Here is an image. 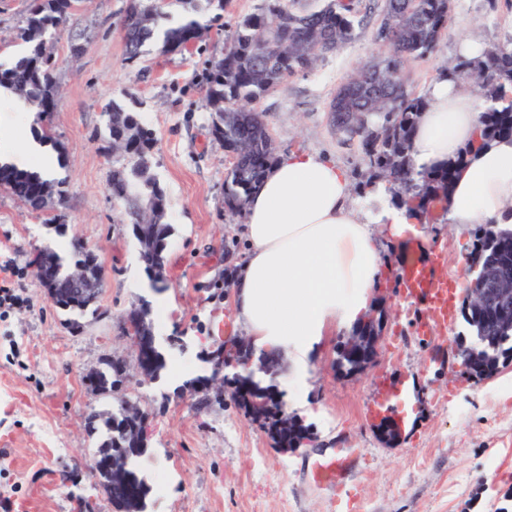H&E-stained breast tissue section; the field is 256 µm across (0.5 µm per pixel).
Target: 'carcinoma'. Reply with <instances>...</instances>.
I'll return each mask as SVG.
<instances>
[{
	"label": "carcinoma",
	"mask_w": 512,
	"mask_h": 512,
	"mask_svg": "<svg viewBox=\"0 0 512 512\" xmlns=\"http://www.w3.org/2000/svg\"><path fill=\"white\" fill-rule=\"evenodd\" d=\"M195 0H128L121 18L130 60L141 56V47L151 39L162 41V49L178 52L195 42L201 30L221 21L224 0H207L218 12L207 19L188 15L175 26H160L171 17V8H195ZM78 0H31L16 39L25 44V53L11 64H0V90L23 100L42 117L54 111L56 95L55 35L72 19ZM451 0H385L374 40L387 48V54L360 67L336 90L329 105L336 134L351 141L358 138L365 149L368 177L356 186L364 194L374 184L389 185L392 204L418 215L427 214L448 201V188L459 164L471 153L465 147L455 160L438 170L418 171L411 157V140L421 112L429 105L426 96L405 84L397 91L374 99L358 92V83L370 74L404 72L406 62L432 52L448 26ZM363 24L357 0H264L259 12L240 18L228 32L224 55L212 61L206 75V101L213 138L224 144V151L240 155L237 166L224 181V209L232 216L243 213L251 191L276 159V147L268 137L264 111L259 101L290 76L315 69L318 62L355 38ZM442 77L451 82L470 80L481 93L486 106L478 146L500 138H512V49L495 47L484 52L475 66L461 61L450 64ZM110 138L128 130L136 133L122 152L126 165L112 174V198L122 202L135 236L154 242L156 251L139 254L145 271L164 260L172 227L164 189L150 174L155 137L137 112L117 102L105 108ZM0 184L34 210L55 201L54 220L65 223V191L62 181L50 180L37 171L0 164ZM494 236L499 249L480 257L478 265L492 260L512 278V230L497 224H484L475 239ZM53 274L64 278L69 268L87 261L89 252L73 247L71 254H55ZM471 344L483 356L478 378H490L512 361V331L500 338L489 335L481 321L464 317ZM123 369L111 365L97 374L105 389L121 381ZM284 412L282 400L265 408L264 427L272 431ZM123 407L89 415V426H103L104 438L94 456V468L102 469L112 455L126 454L133 480L114 486L108 493L113 512H146L151 487L137 468V461L148 448L136 443L121 430Z\"/></svg>",
	"instance_id": "cac0c4a2"
}]
</instances>
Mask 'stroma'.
Wrapping results in <instances>:
<instances>
[{
  "label": "stroma",
  "instance_id": "35a3bbf8",
  "mask_svg": "<svg viewBox=\"0 0 512 512\" xmlns=\"http://www.w3.org/2000/svg\"><path fill=\"white\" fill-rule=\"evenodd\" d=\"M263 0H224L222 26L202 32L182 52L146 47L128 60L119 23L127 0H81L55 40L57 108L40 118L17 97L0 95V140L22 151L33 126L52 133L63 158L55 177L66 193V228L51 210L33 211L0 188V286L19 289L27 302L0 309V501L9 512H112L91 470L99 436L87 424L120 400L147 411L154 433L141 465L151 485L147 512H512L502 494L512 485V365L489 379L465 371L458 350L464 330L454 318L447 331L421 334L424 310L407 303L399 279L401 252L384 248L385 274L373 309L386 315L378 354L368 369L344 378L336 371L338 337L313 359L304 407L290 395L288 413L310 425L314 444L275 448L232 398L199 407L185 381L207 377L212 344L245 338L226 283L245 251L242 217L224 209L231 163L210 134L205 75L227 46L226 26L257 12ZM367 21L355 39L307 74L288 79L260 103L277 152L316 151L346 173L362 168L361 141H346L331 126L330 101L338 85L365 62L384 55L372 31L383 0H361ZM28 0H0V62L22 54L15 32ZM481 47L512 48V0H452L445 36L405 66L409 85L427 93L448 63L461 59V37ZM82 44L81 55L72 45ZM118 101L140 113L153 130V174L164 187L172 235L165 251V287L152 290L138 260V244L109 190L119 156L113 152L104 109ZM422 229L441 276L458 294L469 285L474 228L424 216ZM79 240L97 257L104 283L95 309L69 312L46 296L32 265L38 249L68 252ZM165 302L154 327L156 345L181 376L163 371L143 381L124 319L139 305ZM127 362L118 394L85 381L105 357ZM408 378L413 400L406 427L369 423L367 407L382 379ZM352 448L344 472L350 491L317 486L311 469L336 448Z\"/></svg>",
  "mask_w": 512,
  "mask_h": 512
}]
</instances>
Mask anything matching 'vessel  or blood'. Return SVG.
<instances>
[{
    "instance_id": "1",
    "label": "vessel or blood",
    "mask_w": 512,
    "mask_h": 512,
    "mask_svg": "<svg viewBox=\"0 0 512 512\" xmlns=\"http://www.w3.org/2000/svg\"><path fill=\"white\" fill-rule=\"evenodd\" d=\"M401 279L407 301L422 306L427 314L421 323L422 331L447 330L453 320L456 288L452 281L439 275L436 260L422 256L418 248H410L401 267ZM410 398L411 386L407 380L382 382L367 409V417L374 422L403 412ZM352 454V449L339 448L316 461L313 467L314 481L329 486L340 485L342 473Z\"/></svg>"
}]
</instances>
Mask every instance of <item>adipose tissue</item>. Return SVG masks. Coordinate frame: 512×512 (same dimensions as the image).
Masks as SVG:
<instances>
[{"label":"adipose tissue","mask_w":512,"mask_h":512,"mask_svg":"<svg viewBox=\"0 0 512 512\" xmlns=\"http://www.w3.org/2000/svg\"><path fill=\"white\" fill-rule=\"evenodd\" d=\"M412 139L417 169L442 167L474 142L482 106L470 92L440 79ZM376 210L351 202L344 171L314 151L280 154L252 191L242 235L245 257L233 276L237 321L255 355L283 354L292 368L281 384L301 398L311 360L324 337L360 324L383 272L373 225L406 241L413 217L386 205L385 184L373 186ZM448 220L512 226V139L473 151L448 190Z\"/></svg>","instance_id":"1"}]
</instances>
